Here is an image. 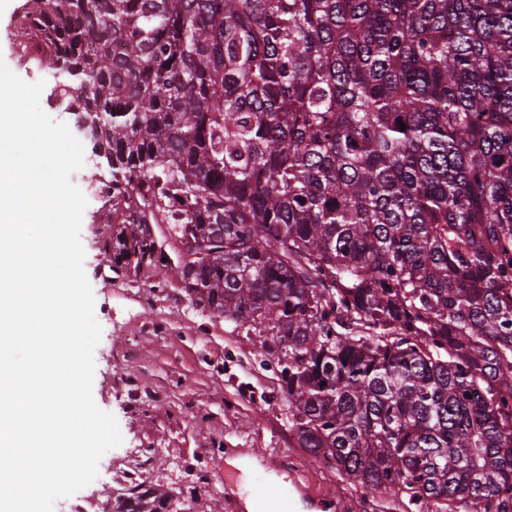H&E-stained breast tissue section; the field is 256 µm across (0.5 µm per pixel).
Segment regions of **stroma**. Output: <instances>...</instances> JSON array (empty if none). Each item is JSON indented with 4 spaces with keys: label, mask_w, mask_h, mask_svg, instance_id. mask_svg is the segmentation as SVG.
<instances>
[{
    "label": "stroma",
    "mask_w": 512,
    "mask_h": 512,
    "mask_svg": "<svg viewBox=\"0 0 512 512\" xmlns=\"http://www.w3.org/2000/svg\"><path fill=\"white\" fill-rule=\"evenodd\" d=\"M20 3L0 0V59L24 81H44L43 98L57 97L65 76L22 56L12 32ZM121 221L104 201L91 199L80 232L102 328L93 397L123 437L98 465L110 480L74 495L86 512H117L129 489L121 475L137 462L140 483L168 491L173 504L191 501L194 512L244 498L261 474L284 487L301 483L321 500L320 512H391L384 501L363 505L359 489L290 440L288 399L260 337L194 307L180 291L176 267L112 271L103 244ZM270 456L283 465L269 473ZM239 457L247 458L249 473L233 466Z\"/></svg>",
    "instance_id": "1"
}]
</instances>
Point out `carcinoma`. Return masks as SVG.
Instances as JSON below:
<instances>
[{
    "label": "carcinoma",
    "instance_id": "obj_1",
    "mask_svg": "<svg viewBox=\"0 0 512 512\" xmlns=\"http://www.w3.org/2000/svg\"><path fill=\"white\" fill-rule=\"evenodd\" d=\"M135 225L263 338L298 447L402 512H512V0H25ZM405 129H400V124ZM130 487L122 512H172Z\"/></svg>",
    "mask_w": 512,
    "mask_h": 512
}]
</instances>
